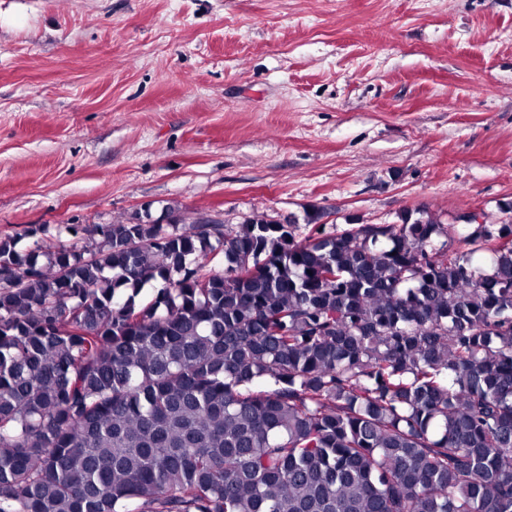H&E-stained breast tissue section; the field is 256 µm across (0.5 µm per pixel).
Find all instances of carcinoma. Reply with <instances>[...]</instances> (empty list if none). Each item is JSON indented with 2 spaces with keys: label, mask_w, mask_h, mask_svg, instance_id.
I'll return each instance as SVG.
<instances>
[{
  "label": "carcinoma",
  "mask_w": 512,
  "mask_h": 512,
  "mask_svg": "<svg viewBox=\"0 0 512 512\" xmlns=\"http://www.w3.org/2000/svg\"><path fill=\"white\" fill-rule=\"evenodd\" d=\"M500 211L0 237V512H512Z\"/></svg>",
  "instance_id": "carcinoma-1"
}]
</instances>
